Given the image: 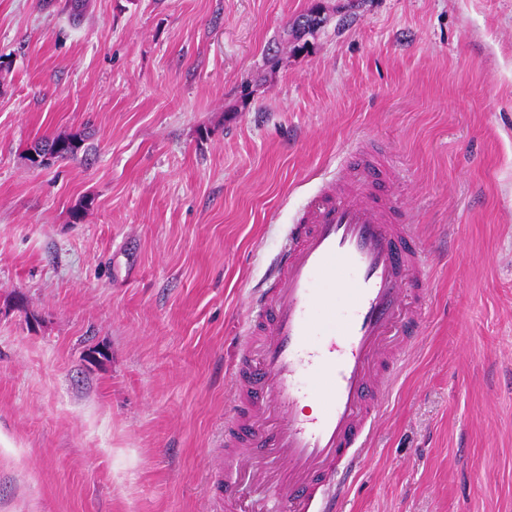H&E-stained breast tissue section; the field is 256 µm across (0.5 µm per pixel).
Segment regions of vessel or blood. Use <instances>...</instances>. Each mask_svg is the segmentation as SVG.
<instances>
[{
    "label": "vessel or blood",
    "instance_id": "1",
    "mask_svg": "<svg viewBox=\"0 0 512 512\" xmlns=\"http://www.w3.org/2000/svg\"><path fill=\"white\" fill-rule=\"evenodd\" d=\"M390 179L384 158L353 149L249 295L211 474L231 510L245 463L261 459L273 472L264 512H340L430 292L427 252Z\"/></svg>",
    "mask_w": 512,
    "mask_h": 512
}]
</instances>
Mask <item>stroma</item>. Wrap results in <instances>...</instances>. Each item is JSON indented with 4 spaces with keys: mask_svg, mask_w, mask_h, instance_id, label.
I'll use <instances>...</instances> for the list:
<instances>
[{
    "mask_svg": "<svg viewBox=\"0 0 512 512\" xmlns=\"http://www.w3.org/2000/svg\"><path fill=\"white\" fill-rule=\"evenodd\" d=\"M360 142L431 294L344 512H512V0H0V512H225L246 295ZM85 136L80 133L69 135H57L53 137H45L41 141L35 143L36 148L42 146L44 148L50 147V154L52 158L48 162H64L77 160L79 156H86L88 154V146L85 144ZM47 164V165H48Z\"/></svg>",
    "mask_w": 512,
    "mask_h": 512,
    "instance_id": "obj_1",
    "label": "stroma"
}]
</instances>
